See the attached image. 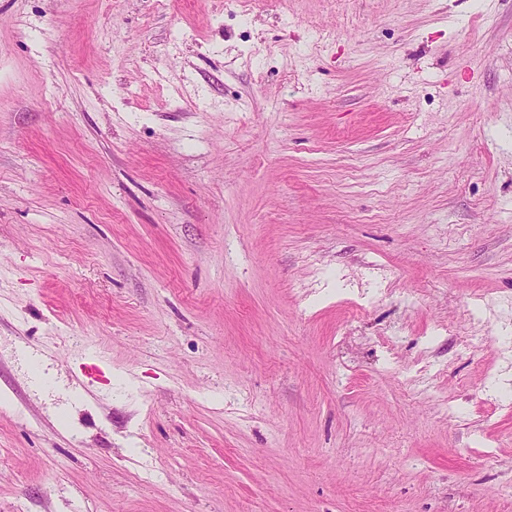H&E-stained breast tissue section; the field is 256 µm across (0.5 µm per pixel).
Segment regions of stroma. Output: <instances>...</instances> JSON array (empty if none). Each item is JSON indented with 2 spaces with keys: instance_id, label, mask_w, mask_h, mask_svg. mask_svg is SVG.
I'll return each mask as SVG.
<instances>
[{
  "instance_id": "35a3bbf8",
  "label": "stroma",
  "mask_w": 512,
  "mask_h": 512,
  "mask_svg": "<svg viewBox=\"0 0 512 512\" xmlns=\"http://www.w3.org/2000/svg\"><path fill=\"white\" fill-rule=\"evenodd\" d=\"M512 0H0V512H512Z\"/></svg>"
}]
</instances>
